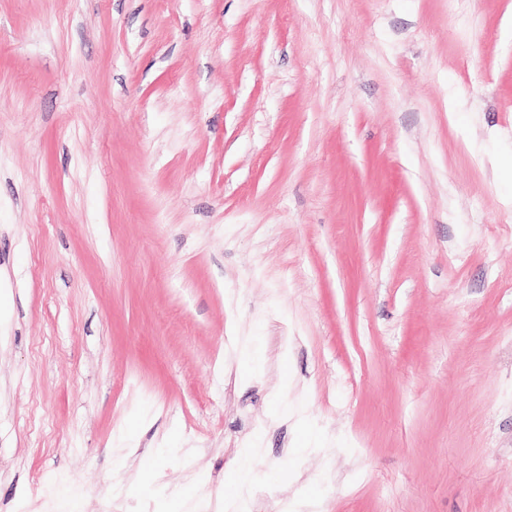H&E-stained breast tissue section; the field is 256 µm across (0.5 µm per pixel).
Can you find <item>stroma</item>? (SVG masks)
Listing matches in <instances>:
<instances>
[{"label":"stroma","mask_w":512,"mask_h":512,"mask_svg":"<svg viewBox=\"0 0 512 512\" xmlns=\"http://www.w3.org/2000/svg\"><path fill=\"white\" fill-rule=\"evenodd\" d=\"M66 491L512 512V0H0V512Z\"/></svg>","instance_id":"stroma-1"}]
</instances>
